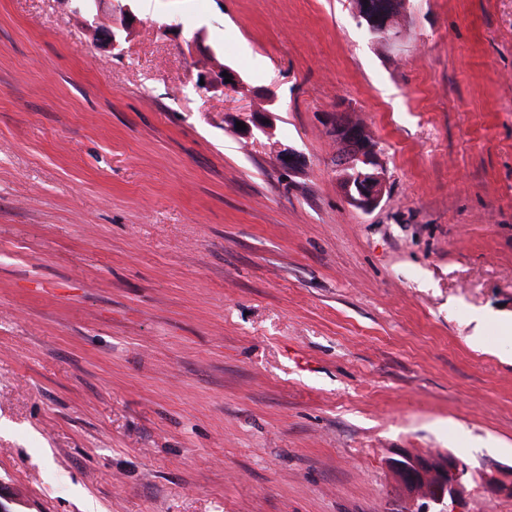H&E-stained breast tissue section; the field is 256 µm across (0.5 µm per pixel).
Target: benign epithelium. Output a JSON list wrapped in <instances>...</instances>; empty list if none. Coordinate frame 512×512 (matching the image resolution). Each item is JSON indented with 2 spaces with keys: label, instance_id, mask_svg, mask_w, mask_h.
Wrapping results in <instances>:
<instances>
[{
  "label": "benign epithelium",
  "instance_id": "obj_1",
  "mask_svg": "<svg viewBox=\"0 0 512 512\" xmlns=\"http://www.w3.org/2000/svg\"><path fill=\"white\" fill-rule=\"evenodd\" d=\"M228 73L225 81L222 73ZM197 79L204 81V89L232 90L238 88L240 74L228 66L211 65L207 56L199 61ZM271 111H249L244 120V133L251 134L252 128L261 129L272 136ZM328 132L341 141L351 155L366 163L358 178L344 188L348 201L365 212L375 209L383 199L386 178L379 165L375 145L366 137L365 130L355 126L344 112H334L327 118ZM389 465L405 497L414 512H466L467 475L469 468L463 467L458 458L445 450L417 453L401 449L389 460ZM484 490L491 499H512V464L496 465L481 474Z\"/></svg>",
  "mask_w": 512,
  "mask_h": 512
}]
</instances>
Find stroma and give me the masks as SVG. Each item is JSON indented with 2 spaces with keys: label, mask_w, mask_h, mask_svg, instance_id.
Returning a JSON list of instances; mask_svg holds the SVG:
<instances>
[{
  "label": "stroma",
  "mask_w": 512,
  "mask_h": 512,
  "mask_svg": "<svg viewBox=\"0 0 512 512\" xmlns=\"http://www.w3.org/2000/svg\"><path fill=\"white\" fill-rule=\"evenodd\" d=\"M0 0L10 512H400L401 448L512 512V0ZM117 31L98 42L89 18ZM238 71L201 88L197 53ZM351 107L385 195L352 206ZM274 111L282 167L237 128ZM484 490L491 499H512V464L496 465L481 474Z\"/></svg>",
  "instance_id": "obj_1"
}]
</instances>
